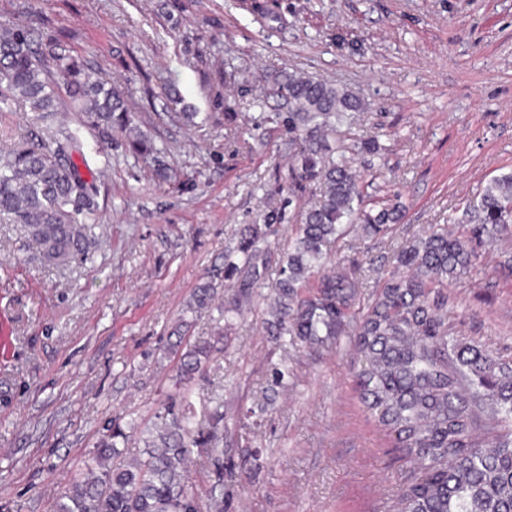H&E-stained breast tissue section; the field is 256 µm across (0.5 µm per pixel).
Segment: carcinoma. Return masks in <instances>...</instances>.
<instances>
[{"mask_svg": "<svg viewBox=\"0 0 512 512\" xmlns=\"http://www.w3.org/2000/svg\"><path fill=\"white\" fill-rule=\"evenodd\" d=\"M264 95L288 106V134L298 149L288 169V192L320 188V201L302 215L273 284L266 329L311 349L330 347L347 324L360 362L361 398L381 431L417 463L387 512H512V365L481 345L450 336L448 284L476 265L475 245L512 237V171L489 180L456 224L443 226L397 251L396 269L362 310H354L362 283L326 265L333 243L358 230L383 238L400 223L391 202L364 205L351 161L329 158L325 135L365 110L353 92L301 73L275 74ZM78 116L97 143H116L135 160L153 161L158 180L170 179L161 150L138 131L137 114L124 92L101 68L73 54L60 40L8 21L0 24V112L26 106L51 113L57 105ZM97 176L81 144L80 131L59 130L54 145L23 137L0 152V221L27 227L45 261L65 265L86 259L97 209ZM259 224L239 231L237 252L224 260V275L245 274V285L264 278L257 261ZM211 283L194 292L189 309L210 307ZM169 352L180 355L179 381H189L210 358V346L180 351L181 326ZM166 405L144 438L145 456H123L134 421H114L103 432L91 464L55 505V512H199L188 485V463L205 454L213 482L209 506L224 512V413L204 418Z\"/></svg>", "mask_w": 512, "mask_h": 512, "instance_id": "obj_1", "label": "carcinoma"}]
</instances>
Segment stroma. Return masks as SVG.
I'll use <instances>...</instances> for the list:
<instances>
[{
    "label": "stroma",
    "instance_id": "35a3bbf8",
    "mask_svg": "<svg viewBox=\"0 0 512 512\" xmlns=\"http://www.w3.org/2000/svg\"><path fill=\"white\" fill-rule=\"evenodd\" d=\"M272 27L239 0H0V21L28 11L121 86L141 131L167 147L172 179L83 133L99 176L90 261L45 265L21 227L0 225V512H53L80 477L99 433L117 417L148 425L177 396L167 350L179 321L186 343L212 353L196 399L224 405V512H384L413 461L401 458L356 389L349 335L319 351L281 347L265 328L280 258L314 188L284 185L294 153L287 113L258 103L265 80L301 72L368 102L329 136L360 173L367 204L399 197L392 238L351 233L332 250L363 296L394 269L400 246L445 223L492 177L512 171V0H268ZM237 82L224 86V74ZM236 100L233 123L224 98ZM75 126L66 108L0 124V150L37 126ZM375 136L377 156L356 144ZM281 218L258 243L269 267L241 313H192L187 303L243 224ZM475 270L448 292L451 332L512 363V238L477 249ZM287 364L279 387L271 368Z\"/></svg>",
    "mask_w": 512,
    "mask_h": 512
}]
</instances>
